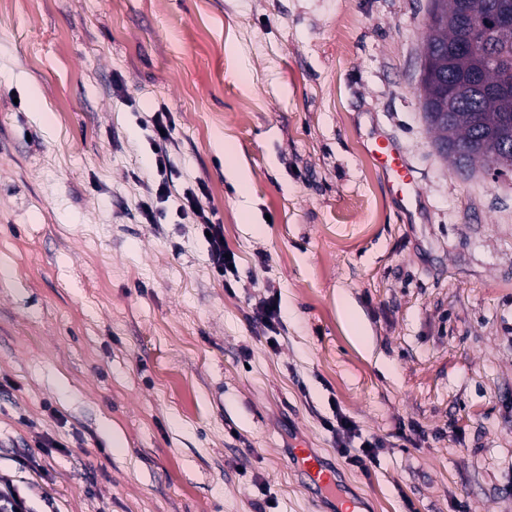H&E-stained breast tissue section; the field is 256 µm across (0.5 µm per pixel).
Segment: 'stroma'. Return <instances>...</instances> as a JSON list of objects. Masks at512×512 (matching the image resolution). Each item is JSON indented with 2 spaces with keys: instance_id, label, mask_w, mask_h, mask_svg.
<instances>
[{
  "instance_id": "1",
  "label": "stroma",
  "mask_w": 512,
  "mask_h": 512,
  "mask_svg": "<svg viewBox=\"0 0 512 512\" xmlns=\"http://www.w3.org/2000/svg\"><path fill=\"white\" fill-rule=\"evenodd\" d=\"M427 24L428 0H0V483L34 512L46 492L59 512H334L306 448L362 512H512V174L437 155ZM161 108L167 178L205 189L231 287L196 224L137 210ZM377 132L416 171L410 213ZM338 412L386 441L369 472ZM279 304L275 295L259 299L253 307V320L260 327L269 331H275L279 322Z\"/></svg>"
}]
</instances>
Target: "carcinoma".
I'll return each mask as SVG.
<instances>
[{"label":"carcinoma","instance_id":"carcinoma-1","mask_svg":"<svg viewBox=\"0 0 512 512\" xmlns=\"http://www.w3.org/2000/svg\"><path fill=\"white\" fill-rule=\"evenodd\" d=\"M512 11V0H429V33L421 58L429 77L417 89L427 129L438 155L457 173L472 178L488 172L497 151L512 150V90L501 86L503 68L512 64V26L498 28L475 56L474 12Z\"/></svg>","mask_w":512,"mask_h":512}]
</instances>
